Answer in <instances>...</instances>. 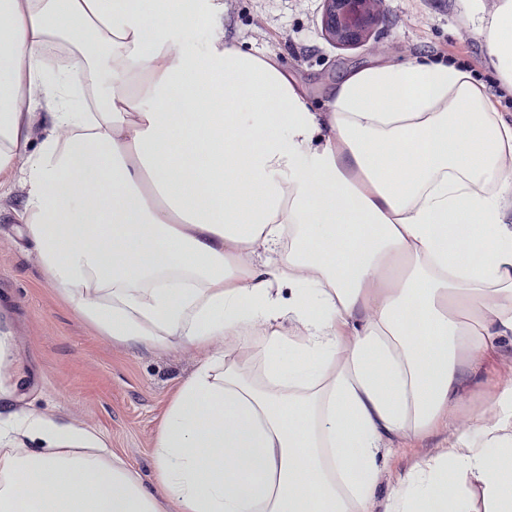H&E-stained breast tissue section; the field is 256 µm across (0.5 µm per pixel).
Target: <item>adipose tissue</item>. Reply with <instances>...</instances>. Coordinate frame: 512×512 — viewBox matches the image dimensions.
Returning a JSON list of instances; mask_svg holds the SVG:
<instances>
[{
  "label": "adipose tissue",
  "mask_w": 512,
  "mask_h": 512,
  "mask_svg": "<svg viewBox=\"0 0 512 512\" xmlns=\"http://www.w3.org/2000/svg\"><path fill=\"white\" fill-rule=\"evenodd\" d=\"M469 6L512 86V0ZM223 17L0 0V190H23L53 288L129 346L224 343L167 407L154 487L26 421L9 432L60 443L0 448V512H375L382 443L453 426L512 337V124L483 83L377 61L318 112ZM469 422L385 512H512V385Z\"/></svg>",
  "instance_id": "1"
}]
</instances>
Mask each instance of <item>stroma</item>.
<instances>
[{"mask_svg": "<svg viewBox=\"0 0 512 512\" xmlns=\"http://www.w3.org/2000/svg\"><path fill=\"white\" fill-rule=\"evenodd\" d=\"M385 19L365 44L340 47L322 28V0H224V40L275 54L304 86L317 111L344 73L382 59L448 58L449 43L469 40L457 62L485 86L492 105L512 121V103L495 95L498 79L466 0H385ZM21 189L0 193V334L8 355L0 363V426L28 417L96 437L153 483L152 447L164 412L180 385L209 355L205 348L125 346L100 335L53 290L19 218ZM512 382V343L482 359L455 411L464 427L470 410ZM441 429L419 440L391 438L378 495L397 477L447 442Z\"/></svg>", "mask_w": 512, "mask_h": 512, "instance_id": "35a3bbf8", "label": "stroma"}]
</instances>
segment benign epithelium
Masks as SVG:
<instances>
[{
    "label": "benign epithelium",
    "mask_w": 512,
    "mask_h": 512,
    "mask_svg": "<svg viewBox=\"0 0 512 512\" xmlns=\"http://www.w3.org/2000/svg\"><path fill=\"white\" fill-rule=\"evenodd\" d=\"M384 0H323L322 28L335 45L351 47L371 39L384 21Z\"/></svg>",
    "instance_id": "benign-epithelium-1"
}]
</instances>
